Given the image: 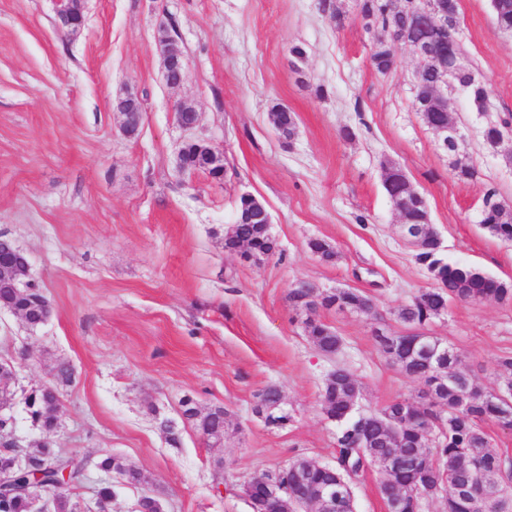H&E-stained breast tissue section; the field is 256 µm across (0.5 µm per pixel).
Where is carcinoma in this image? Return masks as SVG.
Here are the masks:
<instances>
[{"instance_id": "1", "label": "carcinoma", "mask_w": 512, "mask_h": 512, "mask_svg": "<svg viewBox=\"0 0 512 512\" xmlns=\"http://www.w3.org/2000/svg\"><path fill=\"white\" fill-rule=\"evenodd\" d=\"M399 0H363L360 10L363 28L372 35L374 51L371 60L375 68L385 73L394 65L392 45L409 35L427 44L442 57L452 58L463 53L458 38V0H444L448 32L439 36L432 24L408 21L409 10L398 6ZM499 29L512 31V0H498L494 8ZM454 87L463 91L472 107L480 112L489 102L490 91L470 70H460L454 78ZM414 106L425 124L431 128L454 125L457 118L448 107L436 100L431 71H416ZM275 129L285 137L295 130L293 113L280 109L273 113ZM512 126V114H504L489 122L483 129V140L491 148L502 142L505 128ZM386 194L393 200L406 195L412 189L407 177L384 179ZM496 191H487L480 224L503 242H512V206L495 199ZM406 223L426 225L430 223L427 202L417 198L405 214ZM246 241L258 254L273 255L277 244L264 225L240 224L233 233L225 234L224 250L234 252L240 241ZM311 252L324 261L337 257L336 250L322 239L308 243ZM416 258L428 272L437 278L439 286L425 290L402 306L397 317L410 325L424 326L448 310V302L481 303L488 299L500 303H512V285L488 276L481 271L444 260L432 235L425 233L419 238ZM370 299L356 289H344L325 293L316 303V308H347L353 312L370 314ZM305 331L313 345L326 355L334 354L340 347V337L329 326L318 319H306ZM401 349L387 363L399 373L424 380L431 386L429 363L413 350L412 334L399 336ZM448 386H437L434 395L425 391L410 398L421 405L420 415L428 423L430 434L438 433L437 422L447 426V441L440 446L427 443L417 423H412L405 433L404 446L390 447L387 441V413L399 407L405 399L387 405L380 412L366 414L350 420L343 418L351 397L360 392L353 375L342 367L330 373L332 380L324 384L321 408L327 418L335 420V456L333 465L336 475L347 485L362 476V460L375 462L381 474L379 491L388 509L399 506V512H421L422 505L414 496L419 485L432 488L430 500L439 504L440 512H512V459L501 455L491 447L483 424L492 422L502 426L501 409L495 404L492 392L480 389L471 374L460 367V353L448 347ZM500 380L496 390L512 397V357L499 361ZM60 400L57 392L39 393L37 409L30 421L44 429L53 428L58 420ZM28 459L25 467L12 473L10 487L24 490L37 482L52 495L53 512H80L74 501L70 486L59 483L61 469L71 467V481L80 479L84 464L64 453L48 452L42 446H27L19 450ZM398 457L396 466L388 469L384 460ZM97 466L105 470H116L130 482H137L141 471L133 464L118 461L112 456L103 457ZM281 485L293 488L299 473L306 475L315 485L327 481V474L313 466L308 457L288 461V468L277 469Z\"/></svg>"}]
</instances>
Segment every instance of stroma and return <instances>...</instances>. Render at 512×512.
I'll return each instance as SVG.
<instances>
[{
	"label": "stroma",
	"mask_w": 512,
	"mask_h": 512,
	"mask_svg": "<svg viewBox=\"0 0 512 512\" xmlns=\"http://www.w3.org/2000/svg\"><path fill=\"white\" fill-rule=\"evenodd\" d=\"M333 3L336 19L318 0H84L73 36L58 0H0V236L28 255L52 309L34 328L0 309V359L28 391L53 383L58 361L72 365L56 430L32 426L18 403L15 436L87 461L71 490L84 512H96L104 482L109 512H134L147 492L164 512H252L244 486L254 475L298 456L332 462L336 425L320 394L336 367L358 380L361 412L422 389L387 364L372 335L409 333L398 309L435 286L400 235L384 165L401 167L425 197L445 261L512 283V243L480 223L487 188L512 204V139L493 150L482 138L512 112V33L498 30L491 0H459L462 47L490 90L481 113L461 92L448 97L460 151L478 171L467 182L415 110L411 47L395 43L393 67L378 72L361 0ZM166 30L184 56L177 88L160 69ZM130 93L144 104L132 137L113 110ZM183 101L200 114L190 133L177 121ZM276 106L293 112L292 138L272 125ZM189 136L223 151V180L178 170ZM244 194L265 205L278 244L259 262L224 249ZM315 238L337 258L313 254ZM301 281L372 300L370 318L317 311L341 338L334 356L312 344L289 298ZM422 331L453 345L490 390L512 355V303L453 301ZM270 385L290 416L278 428L253 412ZM188 397L204 411L224 408L221 441L183 418ZM106 455L135 464L144 482L98 469Z\"/></svg>",
	"instance_id": "35a3bbf8"
}]
</instances>
